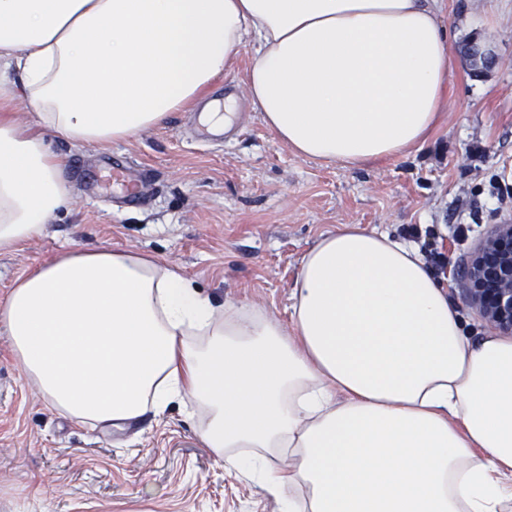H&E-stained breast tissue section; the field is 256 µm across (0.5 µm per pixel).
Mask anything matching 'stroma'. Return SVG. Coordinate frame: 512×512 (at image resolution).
<instances>
[{"mask_svg":"<svg viewBox=\"0 0 512 512\" xmlns=\"http://www.w3.org/2000/svg\"><path fill=\"white\" fill-rule=\"evenodd\" d=\"M454 69L448 105L422 148L349 168L297 156L251 109L248 56L214 84L233 96L234 134L199 138L197 111L107 147L49 138L71 200L40 236L0 254V299L62 251L112 247L165 260L220 303L287 321L296 275L322 235L347 224L405 238L434 230L471 252L491 225L512 223V0H444ZM493 61L473 67L468 43ZM147 172L144 200L119 202L99 178L102 157ZM204 413L174 402L122 428L77 424L52 409L0 333V512H281L248 473L228 472L197 436Z\"/></svg>","mask_w":512,"mask_h":512,"instance_id":"35a3bbf8","label":"stroma"}]
</instances>
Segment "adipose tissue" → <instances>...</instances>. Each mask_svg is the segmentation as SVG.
Instances as JSON below:
<instances>
[{
  "label": "adipose tissue",
  "instance_id": "1",
  "mask_svg": "<svg viewBox=\"0 0 512 512\" xmlns=\"http://www.w3.org/2000/svg\"><path fill=\"white\" fill-rule=\"evenodd\" d=\"M253 44L254 111L298 156L427 142L453 60L440 0H0V251L71 195L54 135L108 146L201 109ZM29 104L36 128L14 119ZM290 324L225 312L152 255L72 249L18 278L0 332L50 406L124 426L193 399L198 437L281 512H512V339H471L413 244L354 225L303 256Z\"/></svg>",
  "mask_w": 512,
  "mask_h": 512
}]
</instances>
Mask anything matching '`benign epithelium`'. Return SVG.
I'll list each match as a JSON object with an SVG mask.
<instances>
[{
  "instance_id": "7a95c632",
  "label": "benign epithelium",
  "mask_w": 512,
  "mask_h": 512,
  "mask_svg": "<svg viewBox=\"0 0 512 512\" xmlns=\"http://www.w3.org/2000/svg\"><path fill=\"white\" fill-rule=\"evenodd\" d=\"M463 298L498 334L512 335V224H494L458 276Z\"/></svg>"
}]
</instances>
